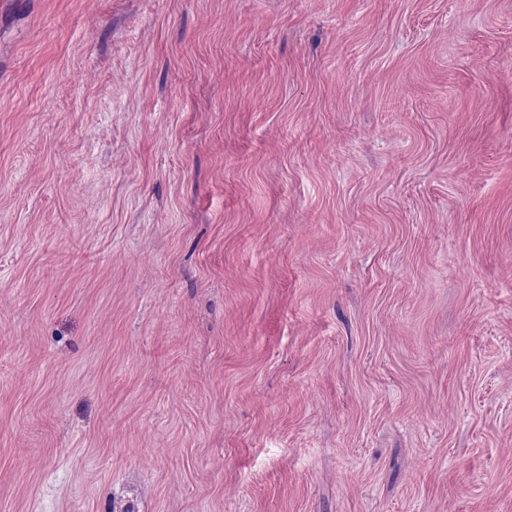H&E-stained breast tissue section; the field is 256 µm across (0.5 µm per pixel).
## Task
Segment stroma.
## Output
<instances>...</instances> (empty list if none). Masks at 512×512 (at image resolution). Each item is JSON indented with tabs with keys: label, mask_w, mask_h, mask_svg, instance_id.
Returning <instances> with one entry per match:
<instances>
[{
	"label": "stroma",
	"mask_w": 512,
	"mask_h": 512,
	"mask_svg": "<svg viewBox=\"0 0 512 512\" xmlns=\"http://www.w3.org/2000/svg\"><path fill=\"white\" fill-rule=\"evenodd\" d=\"M0 512H512V0H0Z\"/></svg>",
	"instance_id": "35a3bbf8"
}]
</instances>
